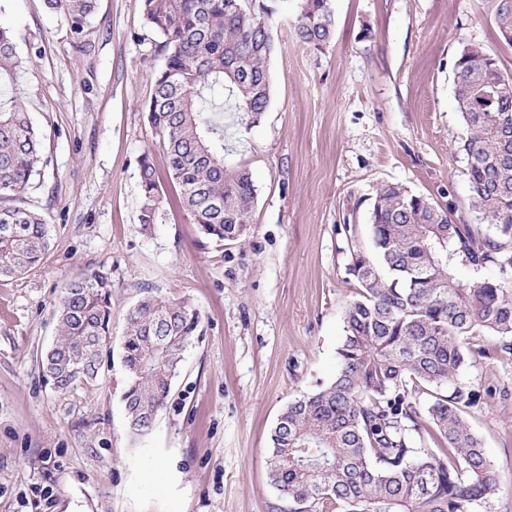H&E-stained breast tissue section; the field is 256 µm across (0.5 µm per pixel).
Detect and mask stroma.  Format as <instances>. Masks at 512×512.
Masks as SVG:
<instances>
[{
  "instance_id": "obj_1",
  "label": "stroma",
  "mask_w": 512,
  "mask_h": 512,
  "mask_svg": "<svg viewBox=\"0 0 512 512\" xmlns=\"http://www.w3.org/2000/svg\"><path fill=\"white\" fill-rule=\"evenodd\" d=\"M322 50L270 23L269 106L253 123L225 118L224 157L250 168L253 224L241 241L203 236L163 182L153 233L139 229L138 161L161 138L142 106L163 62L141 0H97L82 36L45 0H0V25L25 63L13 95L42 135L46 166L18 204L46 218L40 264L0 277V512H275L270 432L282 409L336 374L354 283L349 246L372 248L377 190L399 183L478 223L461 155L456 57L482 45L512 73V45L491 0H332ZM112 278V339L94 385L56 391L41 361L70 280ZM153 295L203 315L152 432L135 438L120 402L129 309ZM467 420L502 493L480 512H512V354L464 373Z\"/></svg>"
}]
</instances>
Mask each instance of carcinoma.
I'll return each instance as SVG.
<instances>
[{
  "label": "carcinoma",
  "mask_w": 512,
  "mask_h": 512,
  "mask_svg": "<svg viewBox=\"0 0 512 512\" xmlns=\"http://www.w3.org/2000/svg\"><path fill=\"white\" fill-rule=\"evenodd\" d=\"M276 0H142L145 25L160 38L163 63L144 106L162 138L167 178L205 236L238 241L252 224L257 189L249 170L224 161V100L256 121L271 96L275 45L267 21ZM81 35L96 0H46ZM499 37L512 45V0H493ZM330 0H297L294 33L312 49L330 42ZM22 64L16 35L0 28V79ZM454 97L466 127L455 151L466 160L471 205L497 228L457 224L434 199L382 186L371 212L373 248L349 250L356 291L345 309L336 376L292 400L270 435L269 479L281 512H477L501 491L496 470L465 414L474 393L462 380L498 339L512 351V75L479 44L455 62ZM41 139L14 100L0 105V277L36 268L49 248L45 217L15 198L42 170ZM140 230L163 208L150 153L139 158ZM459 266L498 279L466 286ZM58 336L42 361L57 391L95 382L112 336V279L69 282L57 305ZM202 313L188 301L150 296L127 315L121 401L132 437L149 434L171 391ZM429 448L415 447L416 439Z\"/></svg>",
  "instance_id": "obj_1"
}]
</instances>
